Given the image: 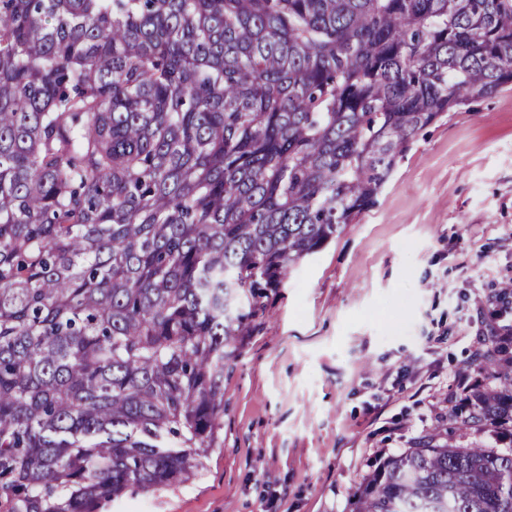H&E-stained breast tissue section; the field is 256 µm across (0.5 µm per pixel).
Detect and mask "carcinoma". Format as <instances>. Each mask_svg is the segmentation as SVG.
I'll list each match as a JSON object with an SVG mask.
<instances>
[{"label": "carcinoma", "instance_id": "1", "mask_svg": "<svg viewBox=\"0 0 512 512\" xmlns=\"http://www.w3.org/2000/svg\"><path fill=\"white\" fill-rule=\"evenodd\" d=\"M512 84V0H0V512L196 475L224 363L419 131ZM351 512H512V374Z\"/></svg>", "mask_w": 512, "mask_h": 512}]
</instances>
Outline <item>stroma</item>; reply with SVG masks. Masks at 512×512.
I'll list each match as a JSON object with an SVG mask.
<instances>
[{"instance_id":"stroma-1","label":"stroma","mask_w":512,"mask_h":512,"mask_svg":"<svg viewBox=\"0 0 512 512\" xmlns=\"http://www.w3.org/2000/svg\"><path fill=\"white\" fill-rule=\"evenodd\" d=\"M512 87L424 127L375 203L305 257L224 366L220 442L184 484L100 512H351L364 477L448 429L512 307Z\"/></svg>"}]
</instances>
